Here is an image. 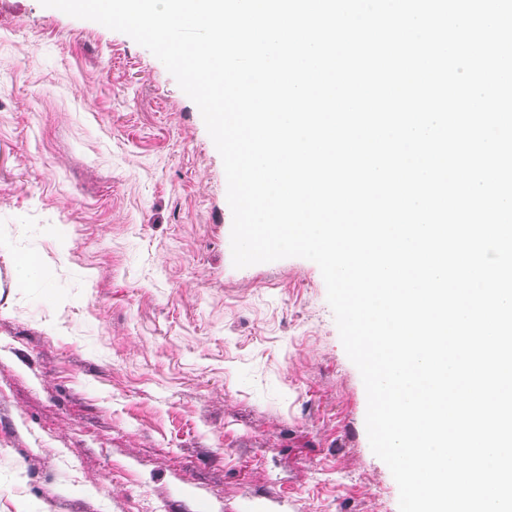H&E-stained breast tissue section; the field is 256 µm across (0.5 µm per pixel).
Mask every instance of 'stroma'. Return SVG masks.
<instances>
[{
    "instance_id": "stroma-1",
    "label": "stroma",
    "mask_w": 512,
    "mask_h": 512,
    "mask_svg": "<svg viewBox=\"0 0 512 512\" xmlns=\"http://www.w3.org/2000/svg\"><path fill=\"white\" fill-rule=\"evenodd\" d=\"M231 228L149 50L0 0V512H399L318 265ZM17 278L26 287L34 291H40L48 287V279L33 254H21L15 261Z\"/></svg>"
}]
</instances>
